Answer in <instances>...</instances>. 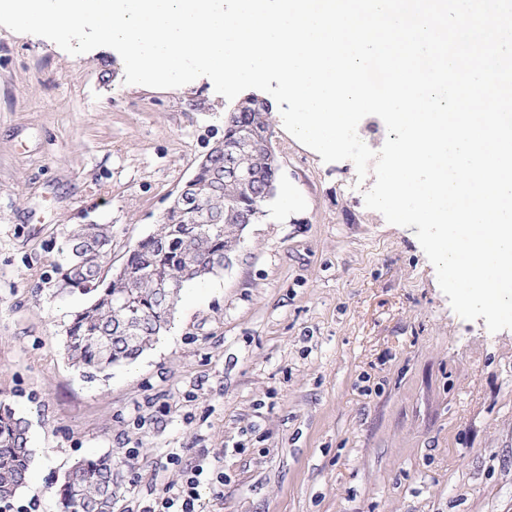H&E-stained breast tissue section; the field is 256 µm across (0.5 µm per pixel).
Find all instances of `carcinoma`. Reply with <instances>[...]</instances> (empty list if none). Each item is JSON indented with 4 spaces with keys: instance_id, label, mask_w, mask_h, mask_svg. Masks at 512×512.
I'll return each instance as SVG.
<instances>
[{
    "instance_id": "obj_1",
    "label": "carcinoma",
    "mask_w": 512,
    "mask_h": 512,
    "mask_svg": "<svg viewBox=\"0 0 512 512\" xmlns=\"http://www.w3.org/2000/svg\"><path fill=\"white\" fill-rule=\"evenodd\" d=\"M253 116L240 113L233 129L241 164L263 178L276 160H267L249 142ZM207 186L201 208H175L164 214L156 233L140 240L112 277V225L84 224L63 238L52 271L58 287L93 294L74 312L64 329L71 366L105 372L136 360L170 323L184 283L202 280L221 268L224 249L237 242V216L248 205H261V186L250 189L224 179V158L199 172ZM28 426L0 403V502L13 499L26 484L31 450ZM106 457L77 461L57 491L61 512H112L123 486L112 483Z\"/></svg>"
}]
</instances>
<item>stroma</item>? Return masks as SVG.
<instances>
[{"mask_svg":"<svg viewBox=\"0 0 512 512\" xmlns=\"http://www.w3.org/2000/svg\"><path fill=\"white\" fill-rule=\"evenodd\" d=\"M230 106L208 79L130 85L111 50L0 26V401L32 452L14 505L59 512L73 463L108 455L113 512L197 464L199 512H512V330L457 316L415 228L366 208L374 176L281 120L279 194L230 266L133 362L91 379L68 364L89 297L46 281L64 231L111 225L120 266Z\"/></svg>","mask_w":512,"mask_h":512,"instance_id":"obj_1","label":"stroma"}]
</instances>
